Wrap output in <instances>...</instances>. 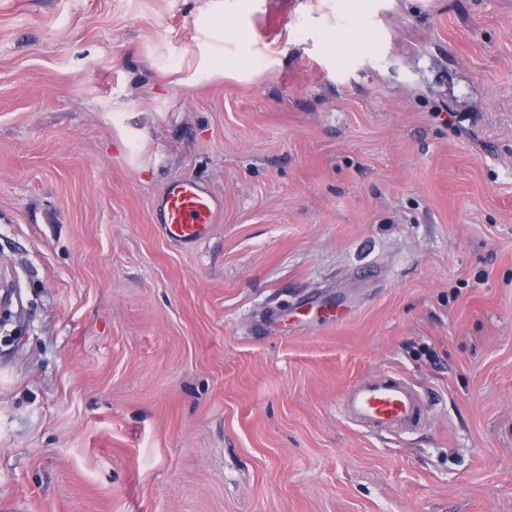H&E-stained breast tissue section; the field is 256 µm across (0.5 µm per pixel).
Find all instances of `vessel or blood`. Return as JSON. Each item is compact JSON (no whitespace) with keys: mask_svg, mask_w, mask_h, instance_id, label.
<instances>
[{"mask_svg":"<svg viewBox=\"0 0 512 512\" xmlns=\"http://www.w3.org/2000/svg\"><path fill=\"white\" fill-rule=\"evenodd\" d=\"M223 209L221 198L199 180L185 177L166 186L158 222L170 241L190 247L209 233ZM432 408L418 385L387 372L353 383L338 401L342 416L373 434L413 432L428 422Z\"/></svg>","mask_w":512,"mask_h":512,"instance_id":"b4317fda","label":"vessel or blood"}]
</instances>
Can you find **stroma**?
I'll use <instances>...</instances> for the list:
<instances>
[{
    "mask_svg": "<svg viewBox=\"0 0 512 512\" xmlns=\"http://www.w3.org/2000/svg\"><path fill=\"white\" fill-rule=\"evenodd\" d=\"M0 279V512H512V0H0ZM224 210V201L193 177L170 182L157 209L158 224L172 242L193 246L204 238ZM432 408L418 385L388 372L353 383L338 401L342 416L373 434L413 432L429 421Z\"/></svg>",
    "mask_w": 512,
    "mask_h": 512,
    "instance_id": "obj_1",
    "label": "stroma"
}]
</instances>
